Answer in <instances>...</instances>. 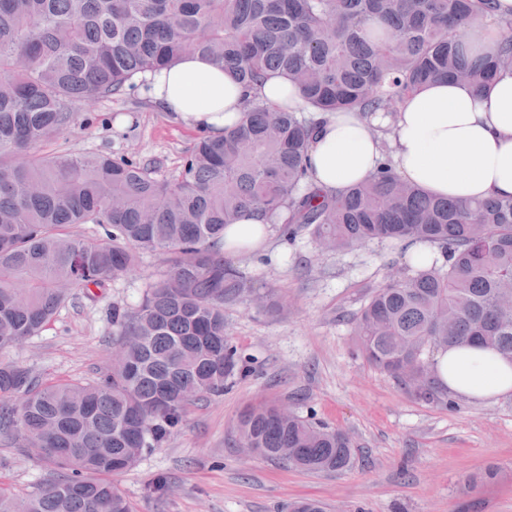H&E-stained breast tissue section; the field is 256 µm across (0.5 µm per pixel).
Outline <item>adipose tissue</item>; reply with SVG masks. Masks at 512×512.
I'll list each match as a JSON object with an SVG mask.
<instances>
[{
  "label": "adipose tissue",
  "mask_w": 512,
  "mask_h": 512,
  "mask_svg": "<svg viewBox=\"0 0 512 512\" xmlns=\"http://www.w3.org/2000/svg\"><path fill=\"white\" fill-rule=\"evenodd\" d=\"M150 95L194 129L223 135L242 117L245 91L212 60L185 55L146 74ZM388 129L380 137V129ZM396 173L429 194L460 201L512 197V73L475 88L429 83L396 117L339 112L320 123L309 152L308 180L342 191L368 179L383 157ZM270 225L242 217L224 230V254L235 257L264 244ZM437 384L473 402L512 392V363L488 348L451 347L433 358Z\"/></svg>",
  "instance_id": "obj_1"
}]
</instances>
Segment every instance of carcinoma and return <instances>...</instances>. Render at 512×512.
<instances>
[{
	"instance_id": "obj_1",
	"label": "carcinoma",
	"mask_w": 512,
	"mask_h": 512,
	"mask_svg": "<svg viewBox=\"0 0 512 512\" xmlns=\"http://www.w3.org/2000/svg\"><path fill=\"white\" fill-rule=\"evenodd\" d=\"M503 30L472 56L465 29ZM189 53L233 73L250 94L224 136H201L169 177L127 156L47 151L81 122L79 105L121 96ZM512 71V20L496 0H0V351L38 336L80 291L94 297L162 256L135 307L112 305L123 359L88 383L45 381L0 360V433L55 478L26 512H132L111 477L163 445L190 406L224 395L248 364L224 306L253 285L224 256V228L249 212L337 251L370 242L429 243L356 315L360 354L417 396L433 397L428 355L480 345L512 362V198L458 203L401 178L385 158L364 182L328 192L306 181L318 117L399 112L448 78L488 84ZM285 74L305 112L258 94ZM80 224L95 237L72 232ZM237 446L311 473L350 466L342 431L287 419L276 403L244 410ZM494 467L468 478L479 489ZM286 512H324L302 499Z\"/></svg>"
}]
</instances>
